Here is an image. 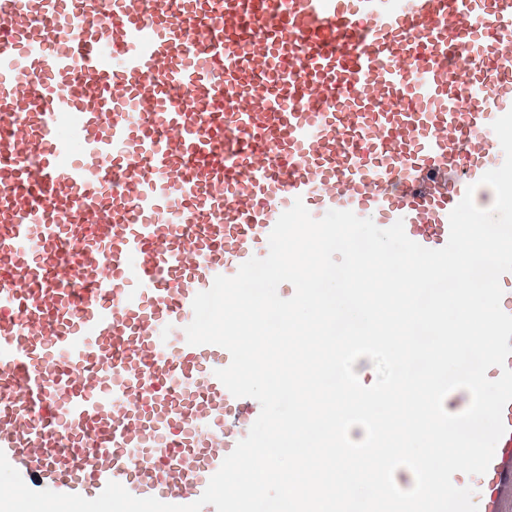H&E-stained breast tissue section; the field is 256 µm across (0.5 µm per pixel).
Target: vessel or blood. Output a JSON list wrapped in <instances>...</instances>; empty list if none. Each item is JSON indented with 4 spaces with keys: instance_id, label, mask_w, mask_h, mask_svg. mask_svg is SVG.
Here are the masks:
<instances>
[{
    "instance_id": "b4317fda",
    "label": "vessel or blood",
    "mask_w": 512,
    "mask_h": 512,
    "mask_svg": "<svg viewBox=\"0 0 512 512\" xmlns=\"http://www.w3.org/2000/svg\"><path fill=\"white\" fill-rule=\"evenodd\" d=\"M512 0H0V451L35 490L198 500L260 413L192 302L279 216L449 239L504 161ZM487 472L512 512V403Z\"/></svg>"
}]
</instances>
